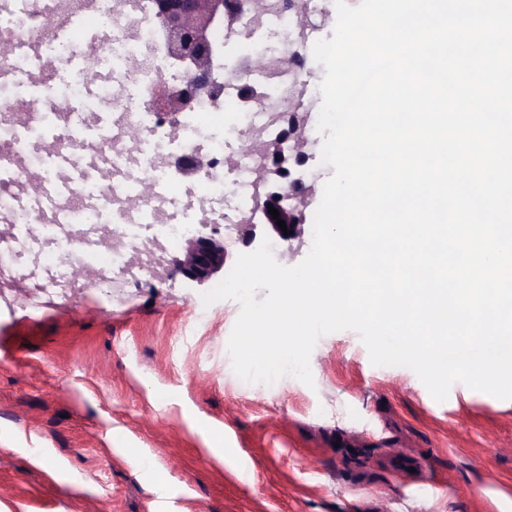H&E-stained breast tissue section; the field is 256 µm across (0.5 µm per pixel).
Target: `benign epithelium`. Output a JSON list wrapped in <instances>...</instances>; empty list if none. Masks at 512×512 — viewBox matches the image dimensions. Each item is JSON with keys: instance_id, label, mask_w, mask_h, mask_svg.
<instances>
[{"instance_id": "obj_1", "label": "benign epithelium", "mask_w": 512, "mask_h": 512, "mask_svg": "<svg viewBox=\"0 0 512 512\" xmlns=\"http://www.w3.org/2000/svg\"><path fill=\"white\" fill-rule=\"evenodd\" d=\"M253 3L254 0H154L155 17L166 32L168 54L184 65L179 87L161 85L153 94V107L168 117L172 132H177L182 112L191 106L200 92L210 87L214 25L219 21L227 27L235 25L251 10ZM288 8L295 13L299 26H309V0H288ZM252 142L267 156L271 165L260 174L261 182L268 189L257 199L253 215L238 225L240 238L245 244L252 245L260 225L271 230L279 240L290 242L298 237L304 224L307 190L302 184H280V162L284 157L281 141H268L259 136ZM289 142L294 156H307L304 121L298 117L291 124ZM270 205L278 209L279 219L285 222L291 235L283 234L277 224L279 219L275 220L269 214ZM227 256L224 239L205 223L185 238L184 252L170 259V264L188 283L201 285L224 270Z\"/></svg>"}]
</instances>
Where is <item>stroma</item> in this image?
<instances>
[{
	"instance_id": "obj_1",
	"label": "stroma",
	"mask_w": 512,
	"mask_h": 512,
	"mask_svg": "<svg viewBox=\"0 0 512 512\" xmlns=\"http://www.w3.org/2000/svg\"><path fill=\"white\" fill-rule=\"evenodd\" d=\"M0 300V512H512V399L437 401L322 336L313 385L248 383L240 312L162 269L112 302Z\"/></svg>"
}]
</instances>
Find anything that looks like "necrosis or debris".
<instances>
[{"instance_id":"1","label":"necrosis or debris","mask_w":512,"mask_h":512,"mask_svg":"<svg viewBox=\"0 0 512 512\" xmlns=\"http://www.w3.org/2000/svg\"><path fill=\"white\" fill-rule=\"evenodd\" d=\"M260 15H244L238 26L217 25L212 34L213 91L179 118V133L150 106L158 83L180 84L181 71L169 60L166 38L154 18L153 0H36L11 12L0 8V75L30 72V46L44 67L69 63L64 82L42 77L29 111L17 113L0 98V297L25 286L33 308H64L82 292L76 262L105 250L107 261L95 286L107 299L127 297L161 271L165 255L195 228L199 217L224 232L247 218L264 188L255 173L263 153L247 149L227 156V141L252 132L286 139L292 123L284 104L304 114L308 139L319 142L322 96L308 80L315 32L301 29L287 0H260ZM82 27L68 38L56 29L72 19ZM280 36L274 61L251 68L262 55L260 40L241 41V28ZM92 46L109 59L106 84L89 92L85 68L76 66L80 48ZM139 135L128 146V132ZM204 153L199 181L175 180L168 161L175 154ZM62 184L59 204L37 210L26 199L33 187ZM150 194H142L144 184ZM51 225L50 234L23 237L22 228Z\"/></svg>"}]
</instances>
